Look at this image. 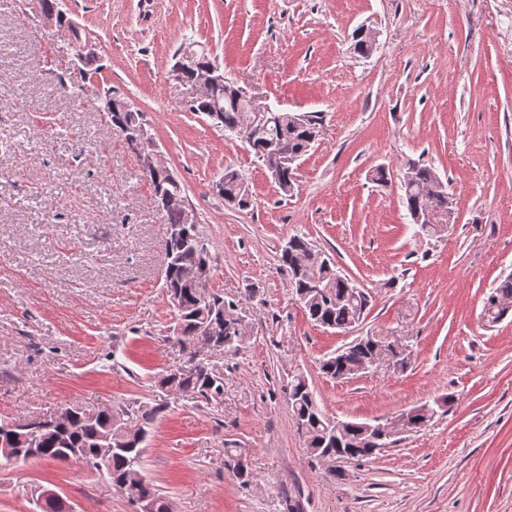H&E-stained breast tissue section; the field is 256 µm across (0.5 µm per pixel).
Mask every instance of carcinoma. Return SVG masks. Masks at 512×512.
<instances>
[{"label":"carcinoma","mask_w":512,"mask_h":512,"mask_svg":"<svg viewBox=\"0 0 512 512\" xmlns=\"http://www.w3.org/2000/svg\"><path fill=\"white\" fill-rule=\"evenodd\" d=\"M94 57H82V67L62 84V93L78 97L93 84L97 69ZM98 111L107 125L122 137L128 131L143 124L141 112L127 101L114 96L107 89L97 94ZM189 110L200 112L221 124L224 131L237 134L249 146L258 162L267 169L277 166L278 155L286 153L300 157L314 142L320 117L315 113L304 115L291 112L266 114L260 133L253 134L249 126L244 101L235 97L234 87L228 83L212 91L205 100L193 101ZM151 195L157 207L165 214L168 227L180 226L183 235L166 239V265L163 288L169 297L177 298L179 342L187 349L188 359L212 348L235 352L247 340V333H236L223 328V317L233 314L236 304L210 288L200 285L192 275L195 262L212 263L211 246L196 232V225L187 224L184 214L188 208L185 188L169 170L144 171ZM437 174L432 168L420 165L415 179L403 186L404 201L410 214L427 208L440 211L442 221H448V197L433 191ZM224 200L246 207L250 204L246 186L239 173L224 170ZM281 270L288 274L295 293L307 317L317 325L346 331L365 314L369 305L367 294L357 289L348 278L341 275L325 252L300 234L288 239V249L281 251ZM512 310V273L501 279L487 295L484 316L496 323ZM371 355L369 343L359 338L348 343L341 356H331L321 364V370L337 377L345 366L359 362ZM155 387L160 393L172 392L183 398H202L212 402L224 394V381L207 367L194 365L175 374H160ZM288 400L297 431L305 439L306 451L313 462L321 461L326 453L329 474L336 475V463L343 460H366L374 456L373 444L362 435L356 421H343L327 417L320 409L308 379L298 374L288 387ZM167 407L158 399L150 405L145 402L111 409H85L66 407L58 418L42 422L31 430L21 429L22 423H5L0 427V437L18 435L17 448H33L35 459L56 463H80L95 470H104L112 485L124 493L134 505L149 497L155 504V512H170L169 503L142 473L143 444L148 428ZM435 410L429 403L416 407L412 419L413 431L423 430L432 419L428 412ZM122 414L134 422L125 431L114 425L117 415ZM101 448L112 449L107 458L96 459Z\"/></svg>","instance_id":"cac0c4a2"}]
</instances>
